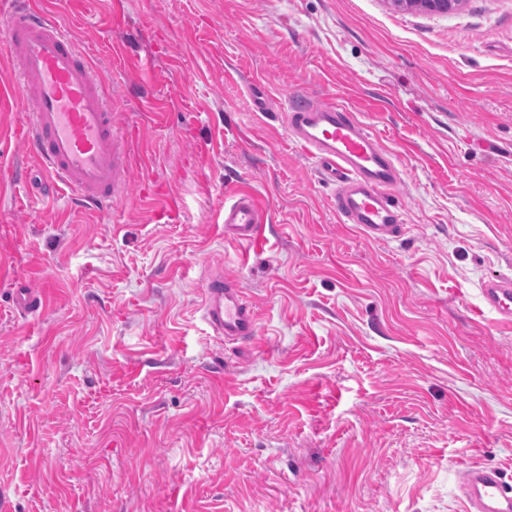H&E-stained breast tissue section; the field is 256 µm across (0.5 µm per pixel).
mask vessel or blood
<instances>
[{
  "instance_id": "obj_1",
  "label": "vessel or blood",
  "mask_w": 512,
  "mask_h": 512,
  "mask_svg": "<svg viewBox=\"0 0 512 512\" xmlns=\"http://www.w3.org/2000/svg\"><path fill=\"white\" fill-rule=\"evenodd\" d=\"M5 25V50L29 110V154L55 183L110 212L129 180L130 166L126 145L115 133L102 79L74 35L30 0H11ZM284 118L292 140L335 185L339 221L354 225L373 242L399 237L404 231L402 210L390 194L400 179L397 159L357 113L340 104L312 103L291 107ZM267 224V205L250 192H238L224 207V235L237 243L261 247ZM480 295L500 320L512 322V274L484 281ZM13 301L25 314L43 311L45 305L43 292L24 282L14 285ZM201 310L213 334L224 341L257 334L256 313L231 277L204 279ZM460 490L466 512H512V481L497 469L465 468Z\"/></svg>"
}]
</instances>
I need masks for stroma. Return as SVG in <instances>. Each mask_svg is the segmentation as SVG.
I'll return each instance as SVG.
<instances>
[{
  "mask_svg": "<svg viewBox=\"0 0 512 512\" xmlns=\"http://www.w3.org/2000/svg\"><path fill=\"white\" fill-rule=\"evenodd\" d=\"M36 2L101 75L135 162L109 216L39 174L0 49L6 512H465L464 467L512 478V323L479 293L512 268V0ZM311 101L394 151L400 237L338 222L281 120ZM241 188L269 207L258 249L224 236ZM219 268L252 339L202 318ZM17 280L41 313L14 312ZM387 2L402 11L448 13V10L457 8L462 0H389Z\"/></svg>",
  "mask_w": 512,
  "mask_h": 512,
  "instance_id": "obj_1",
  "label": "stroma"
}]
</instances>
